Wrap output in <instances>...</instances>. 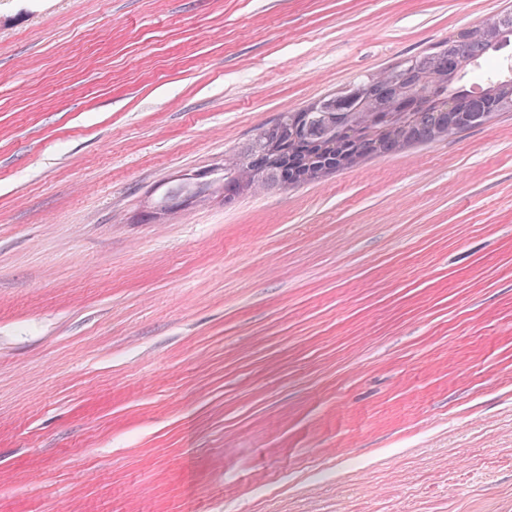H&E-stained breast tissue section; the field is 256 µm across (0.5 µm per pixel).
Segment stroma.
I'll return each mask as SVG.
<instances>
[{"label":"stroma","instance_id":"35a3bbf8","mask_svg":"<svg viewBox=\"0 0 512 512\" xmlns=\"http://www.w3.org/2000/svg\"><path fill=\"white\" fill-rule=\"evenodd\" d=\"M512 0H0V512H512V112L144 205Z\"/></svg>","mask_w":512,"mask_h":512}]
</instances>
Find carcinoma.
<instances>
[{
	"label": "carcinoma",
	"mask_w": 512,
	"mask_h": 512,
	"mask_svg": "<svg viewBox=\"0 0 512 512\" xmlns=\"http://www.w3.org/2000/svg\"><path fill=\"white\" fill-rule=\"evenodd\" d=\"M507 42H512L509 7L382 73L364 75L297 111L280 112L238 143L224 167L177 179L144 217L155 220L214 194L237 199L251 190H284L285 162L294 180L313 183L372 157L488 125L512 112V74L485 73L478 92L462 88L461 82Z\"/></svg>",
	"instance_id": "obj_1"
}]
</instances>
